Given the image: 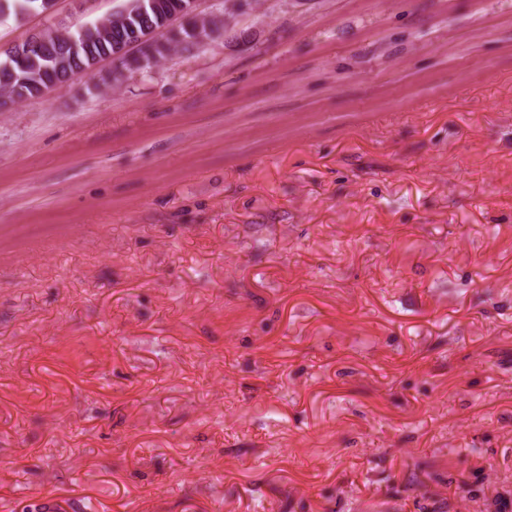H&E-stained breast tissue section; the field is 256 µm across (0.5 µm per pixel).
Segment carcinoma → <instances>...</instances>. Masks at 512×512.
<instances>
[{
    "instance_id": "carcinoma-1",
    "label": "carcinoma",
    "mask_w": 512,
    "mask_h": 512,
    "mask_svg": "<svg viewBox=\"0 0 512 512\" xmlns=\"http://www.w3.org/2000/svg\"><path fill=\"white\" fill-rule=\"evenodd\" d=\"M187 0H162L163 6H151L150 0H137L130 9L128 23L114 25L109 29L97 27L83 31L74 28L70 31L71 39L53 40L51 38L40 44H34L25 50L24 64L6 53L0 60V91L18 85L27 90L28 96L38 95L39 84L43 78H59L54 61L60 56L67 57L69 64L75 67H89L96 58L112 50L116 42L128 39L138 31L151 30L166 25L168 13L182 7ZM47 0H0V20L14 17L20 20L35 12L47 10Z\"/></svg>"
}]
</instances>
